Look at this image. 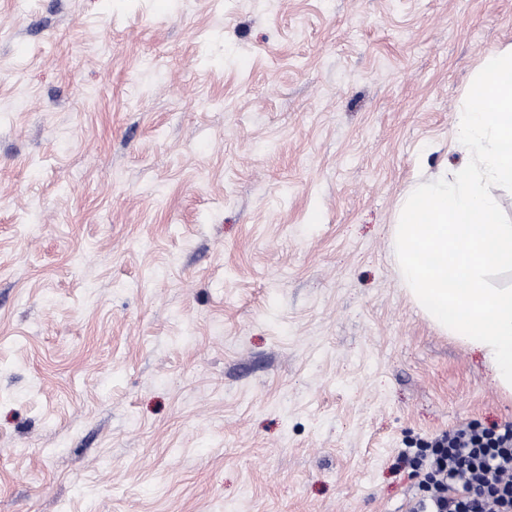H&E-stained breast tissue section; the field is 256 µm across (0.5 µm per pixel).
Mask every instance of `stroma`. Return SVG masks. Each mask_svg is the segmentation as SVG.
I'll return each mask as SVG.
<instances>
[{
	"instance_id": "1",
	"label": "stroma",
	"mask_w": 512,
	"mask_h": 512,
	"mask_svg": "<svg viewBox=\"0 0 512 512\" xmlns=\"http://www.w3.org/2000/svg\"><path fill=\"white\" fill-rule=\"evenodd\" d=\"M0 512H405L512 422L391 248L512 0H0Z\"/></svg>"
}]
</instances>
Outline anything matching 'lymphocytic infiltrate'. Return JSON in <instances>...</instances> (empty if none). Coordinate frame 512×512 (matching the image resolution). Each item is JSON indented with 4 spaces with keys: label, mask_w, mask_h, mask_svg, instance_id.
Segmentation results:
<instances>
[{
    "label": "lymphocytic infiltrate",
    "mask_w": 512,
    "mask_h": 512,
    "mask_svg": "<svg viewBox=\"0 0 512 512\" xmlns=\"http://www.w3.org/2000/svg\"><path fill=\"white\" fill-rule=\"evenodd\" d=\"M404 455L420 489L407 512H512V422L458 424Z\"/></svg>",
    "instance_id": "1"
}]
</instances>
